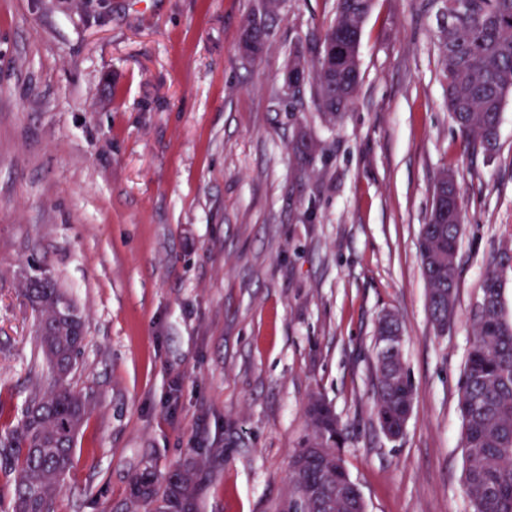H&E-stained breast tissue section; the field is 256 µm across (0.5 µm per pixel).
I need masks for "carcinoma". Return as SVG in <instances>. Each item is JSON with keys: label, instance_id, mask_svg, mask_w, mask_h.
I'll use <instances>...</instances> for the list:
<instances>
[{"label": "carcinoma", "instance_id": "carcinoma-1", "mask_svg": "<svg viewBox=\"0 0 512 512\" xmlns=\"http://www.w3.org/2000/svg\"><path fill=\"white\" fill-rule=\"evenodd\" d=\"M451 17L441 30L443 73L451 113L467 145L497 147L500 115L512 96V0H441ZM372 6L364 0H338L336 20L322 43L351 45ZM326 63L313 65L319 109L334 120L357 90V65L336 67L339 80L324 76ZM421 225L419 249L428 284V312L437 331L448 330L455 312L456 256L462 211L453 175L439 179ZM504 265L494 262L482 285L458 394L462 422L463 479L473 512H512V321L502 306ZM20 288L37 314L39 349L53 383L37 387L17 421L0 422V448L10 457L13 512H55L60 489L73 465L74 444L87 420L91 395L76 391L70 377L85 340L78 308L43 269L23 275ZM374 415L396 438L403 434L414 399V385L400 353L375 351ZM309 435L291 462L288 497L280 512H352L348 487H336V441L344 427L333 407L314 396L306 408ZM198 462L165 472L145 465L129 484L130 500L141 512H199Z\"/></svg>", "mask_w": 512, "mask_h": 512}]
</instances>
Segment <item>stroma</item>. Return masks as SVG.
<instances>
[{
    "instance_id": "35a3bbf8",
    "label": "stroma",
    "mask_w": 512,
    "mask_h": 512,
    "mask_svg": "<svg viewBox=\"0 0 512 512\" xmlns=\"http://www.w3.org/2000/svg\"><path fill=\"white\" fill-rule=\"evenodd\" d=\"M0 0V411L46 373L21 272L86 322L71 384L94 395L57 512H134L145 465L205 466L199 512H278L313 394L345 428L368 512H472L458 392L485 273L512 254V99L492 155L446 103L435 0H375L341 119L312 86L337 0ZM264 24L247 57V20ZM311 141L310 161L293 150ZM462 201L453 322L418 250L435 186ZM416 388L400 438L373 415L379 316Z\"/></svg>"
}]
</instances>
